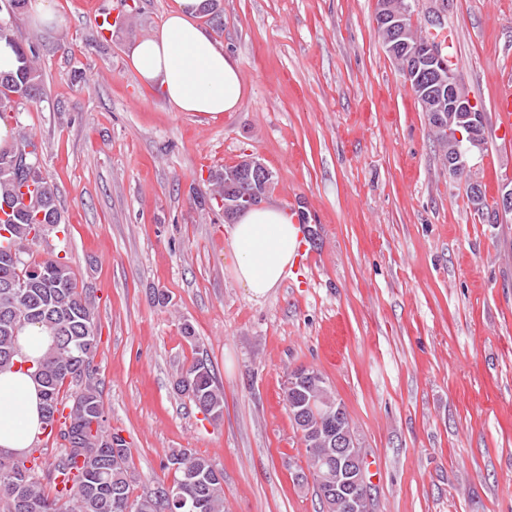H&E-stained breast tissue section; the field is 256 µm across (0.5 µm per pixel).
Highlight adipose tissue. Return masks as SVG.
Returning a JSON list of instances; mask_svg holds the SVG:
<instances>
[{
  "label": "adipose tissue",
  "mask_w": 512,
  "mask_h": 512,
  "mask_svg": "<svg viewBox=\"0 0 512 512\" xmlns=\"http://www.w3.org/2000/svg\"><path fill=\"white\" fill-rule=\"evenodd\" d=\"M202 0H175L160 27L130 54L139 80L162 87L178 112L217 118L245 95L238 61L199 21ZM301 228L289 211L261 205L241 213L226 232L234 279L254 299L279 287L293 263ZM40 386L31 369L0 371V450L20 453L42 433Z\"/></svg>",
  "instance_id": "adipose-tissue-1"
}]
</instances>
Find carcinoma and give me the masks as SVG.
Returning <instances> with one entry per match:
<instances>
[{
	"label": "carcinoma",
	"mask_w": 512,
	"mask_h": 512,
	"mask_svg": "<svg viewBox=\"0 0 512 512\" xmlns=\"http://www.w3.org/2000/svg\"><path fill=\"white\" fill-rule=\"evenodd\" d=\"M26 0H0V38L17 43L20 65L0 74V120H9L21 102L35 103L41 95L37 46L17 40L13 22ZM202 13L218 30L223 29L219 0H204ZM410 18H403L402 39L438 49L434 34L410 33ZM412 91L435 125L434 112H448L446 71L427 64L415 75ZM443 159H458L467 148L436 128ZM42 151L26 163L15 161L13 149L0 150V370L17 365L21 352L18 335L29 324L43 327L51 344L37 363L41 383L43 430L56 435L59 452L49 464L33 457L36 448L0 461V512H224V474L212 462L188 449L171 454L165 467L175 473L172 489L131 498L134 474L126 441L107 424L102 392L93 366L98 328L90 302L65 258L37 259L33 247L45 232L62 224L54 186L42 175ZM214 191L200 197L199 206H218L224 182L234 191L260 190L242 165L226 166L210 174ZM194 405L214 419L224 414V396L216 386L208 363L196 360L177 380ZM316 396L336 408V397L319 373L307 377L285 402L292 406ZM302 430L308 469L324 512H345L336 506V494L321 479L323 461L331 451L328 423L314 418L294 421ZM47 480L50 489L42 486Z\"/></svg>",
	"instance_id": "cac0c4a2"
}]
</instances>
